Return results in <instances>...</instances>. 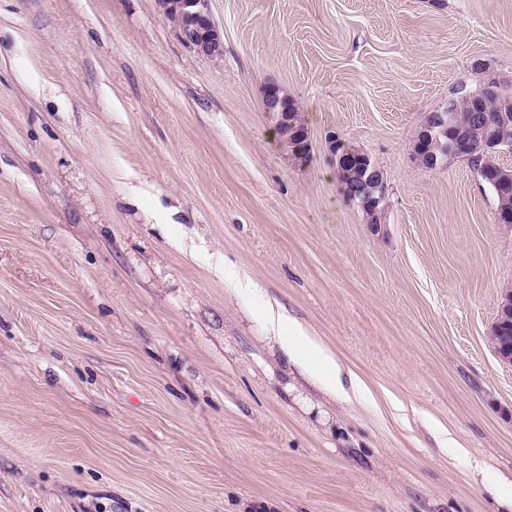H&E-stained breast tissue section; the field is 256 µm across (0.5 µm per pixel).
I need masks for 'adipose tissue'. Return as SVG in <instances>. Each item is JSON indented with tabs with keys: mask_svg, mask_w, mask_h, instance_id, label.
I'll list each match as a JSON object with an SVG mask.
<instances>
[{
	"mask_svg": "<svg viewBox=\"0 0 512 512\" xmlns=\"http://www.w3.org/2000/svg\"><path fill=\"white\" fill-rule=\"evenodd\" d=\"M268 330L290 361L303 368L321 371L327 392L333 395L343 392L341 373L334 358L316 343L305 328L283 313L272 311L268 314Z\"/></svg>",
	"mask_w": 512,
	"mask_h": 512,
	"instance_id": "1",
	"label": "adipose tissue"
}]
</instances>
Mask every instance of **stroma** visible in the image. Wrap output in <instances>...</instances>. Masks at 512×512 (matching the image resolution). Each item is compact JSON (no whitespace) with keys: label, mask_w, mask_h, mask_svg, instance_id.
Instances as JSON below:
<instances>
[{"label":"stroma","mask_w":512,"mask_h":512,"mask_svg":"<svg viewBox=\"0 0 512 512\" xmlns=\"http://www.w3.org/2000/svg\"><path fill=\"white\" fill-rule=\"evenodd\" d=\"M210 9L220 61L157 0H0V512H503L512 224L413 145L459 87L512 90V0ZM332 134L384 174L378 230ZM270 303L371 399L289 365ZM270 87L266 89L265 92V110L269 112L273 119V129L276 131V127L285 121L284 112H288L286 115V120L284 124L283 130V139L288 141V152L297 159L301 156V160H306L309 157L310 149H309V133L308 128L304 130L305 137L308 145L304 140L299 139L297 137V132L304 129L302 116L299 112V108L297 103L288 98V95L285 96V103L280 107V112L277 111L276 104L278 95L281 92L279 86L271 87L272 85H276L274 83L269 82ZM328 144L329 152L336 168V176L342 171L341 165L345 166L350 164V158L357 159L360 157L367 162L365 165L366 168L370 166L369 156L366 153L363 154L362 150L358 147L350 146L348 141L336 136V134L328 137Z\"/></svg>","instance_id":"35a3bbf8"}]
</instances>
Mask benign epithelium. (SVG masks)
<instances>
[{
  "label": "benign epithelium",
  "instance_id": "7a95c632",
  "mask_svg": "<svg viewBox=\"0 0 512 512\" xmlns=\"http://www.w3.org/2000/svg\"><path fill=\"white\" fill-rule=\"evenodd\" d=\"M167 18L174 24L181 41L190 49L212 60L224 57V35L216 25L209 7L210 0H158ZM279 87H269L265 92V110L273 119V126L285 121L283 113L277 111L276 104ZM447 125L445 113H435L418 134L421 142H426L436 134L443 132ZM329 152L333 158L336 172L350 164V159L358 157L369 160L361 149L336 135L328 137ZM361 208L370 219L373 229H378L387 212L386 199L369 198L361 203ZM512 325V293H505L498 306L493 332L499 333Z\"/></svg>",
  "mask_w": 512,
  "mask_h": 512
}]
</instances>
